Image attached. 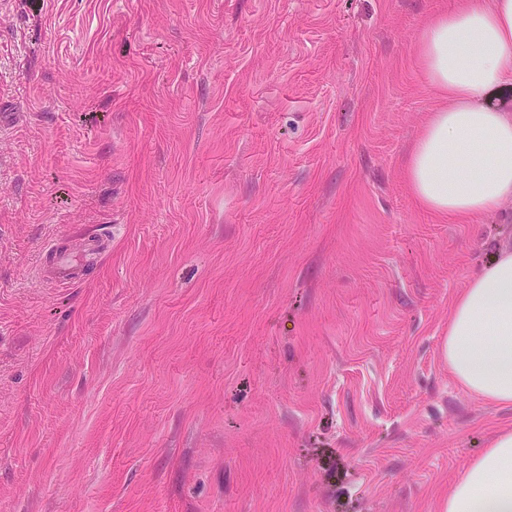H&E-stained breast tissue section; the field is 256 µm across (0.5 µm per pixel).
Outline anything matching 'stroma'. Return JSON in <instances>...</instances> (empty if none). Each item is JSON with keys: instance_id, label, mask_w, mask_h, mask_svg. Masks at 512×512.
Returning a JSON list of instances; mask_svg holds the SVG:
<instances>
[{"instance_id": "1", "label": "stroma", "mask_w": 512, "mask_h": 512, "mask_svg": "<svg viewBox=\"0 0 512 512\" xmlns=\"http://www.w3.org/2000/svg\"><path fill=\"white\" fill-rule=\"evenodd\" d=\"M449 3L0 0V512H447L512 428L448 369L512 199L404 174Z\"/></svg>"}]
</instances>
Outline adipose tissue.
Returning <instances> with one entry per match:
<instances>
[{"mask_svg":"<svg viewBox=\"0 0 512 512\" xmlns=\"http://www.w3.org/2000/svg\"><path fill=\"white\" fill-rule=\"evenodd\" d=\"M417 54L445 102L414 144L405 176L426 210L464 223L512 199V114L488 102L512 87V0H452L420 32ZM448 368L468 391L512 406V249L454 297ZM448 512H512V429L452 487Z\"/></svg>","mask_w":512,"mask_h":512,"instance_id":"1","label":"adipose tissue"}]
</instances>
